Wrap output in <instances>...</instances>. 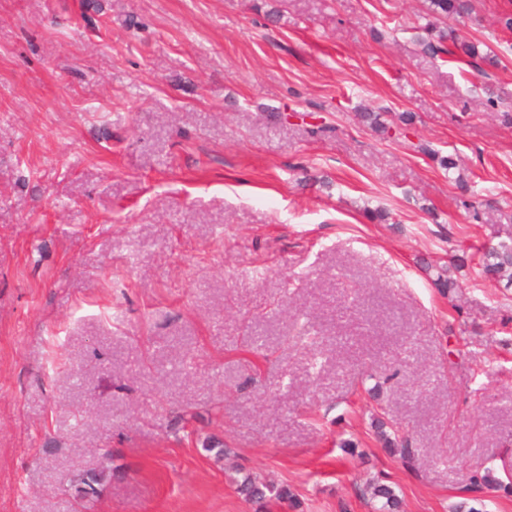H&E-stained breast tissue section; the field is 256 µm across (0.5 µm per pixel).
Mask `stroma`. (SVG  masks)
<instances>
[{
  "mask_svg": "<svg viewBox=\"0 0 512 512\" xmlns=\"http://www.w3.org/2000/svg\"><path fill=\"white\" fill-rule=\"evenodd\" d=\"M510 10L0 0V512H512ZM449 38L452 40V44L455 49L453 55L456 58L460 60H465L464 58H468V60L465 61L473 62L476 65L477 59L489 65H494L496 63V56L489 47H487L485 52L480 53L478 46L474 42L469 39L459 37L453 29H449ZM479 265L485 275L512 281V240L501 241L481 252ZM239 490L256 503H263L269 498L289 499L291 495L286 488H276L272 485L259 484L251 475H245L239 484ZM370 494L379 503L376 512H397L400 500L395 488L387 484L373 483L370 485Z\"/></svg>",
  "mask_w": 512,
  "mask_h": 512,
  "instance_id": "1",
  "label": "stroma"
}]
</instances>
